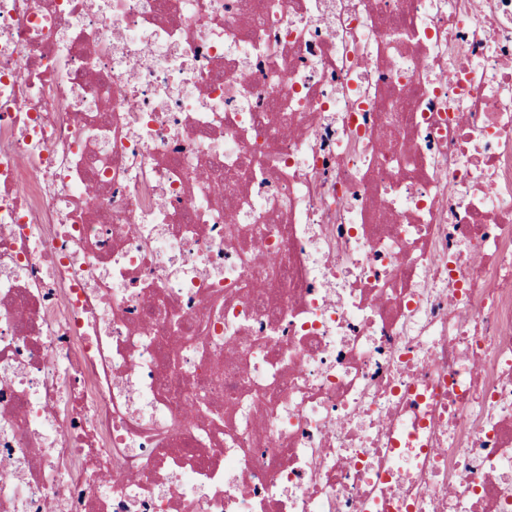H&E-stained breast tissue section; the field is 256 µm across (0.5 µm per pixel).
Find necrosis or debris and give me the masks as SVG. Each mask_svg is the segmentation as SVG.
Wrapping results in <instances>:
<instances>
[{
  "label": "necrosis or debris",
  "instance_id": "1",
  "mask_svg": "<svg viewBox=\"0 0 512 512\" xmlns=\"http://www.w3.org/2000/svg\"><path fill=\"white\" fill-rule=\"evenodd\" d=\"M0 512H512V0H0Z\"/></svg>",
  "mask_w": 512,
  "mask_h": 512
}]
</instances>
